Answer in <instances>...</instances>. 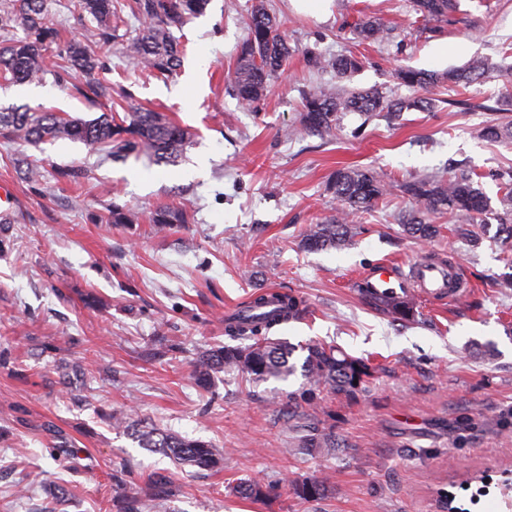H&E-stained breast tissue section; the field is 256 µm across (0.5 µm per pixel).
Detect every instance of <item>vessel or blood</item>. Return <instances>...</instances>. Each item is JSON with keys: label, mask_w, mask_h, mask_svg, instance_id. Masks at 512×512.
<instances>
[{"label": "vessel or blood", "mask_w": 512, "mask_h": 512, "mask_svg": "<svg viewBox=\"0 0 512 512\" xmlns=\"http://www.w3.org/2000/svg\"><path fill=\"white\" fill-rule=\"evenodd\" d=\"M363 284L376 297L414 290L431 298L454 300L462 295L456 269L420 259L413 261L407 270L399 264L379 262L368 270Z\"/></svg>", "instance_id": "obj_1"}]
</instances>
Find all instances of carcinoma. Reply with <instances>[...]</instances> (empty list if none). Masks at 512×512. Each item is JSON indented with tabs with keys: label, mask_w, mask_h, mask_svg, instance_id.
Here are the masks:
<instances>
[{
	"label": "carcinoma",
	"mask_w": 512,
	"mask_h": 512,
	"mask_svg": "<svg viewBox=\"0 0 512 512\" xmlns=\"http://www.w3.org/2000/svg\"><path fill=\"white\" fill-rule=\"evenodd\" d=\"M210 0H130L128 5L114 0H75L79 15L90 16L97 23L93 40H61L60 31L49 20L47 0H0V80L4 85L41 82L53 73L60 82L72 75L84 78L74 86L76 93L95 103L111 96L110 87L95 78L103 66V58L115 43L123 46L126 57L152 76L168 79L183 64L186 47L173 38L171 28L181 27L190 19L206 12ZM129 8L130 17L142 22L133 29L129 17L123 14ZM458 0H413V9L428 21H441L455 12ZM245 36L240 45L236 67L231 77L233 95L240 105L256 107L266 99L271 81L282 72L290 55L281 22L269 13L263 0H255L249 16L243 21ZM21 28L23 37L16 38L13 30ZM123 34H118L119 30ZM388 29L376 19H367L359 25V35L365 41L381 42L388 37ZM56 47L55 61H48L46 52ZM309 64L318 70H332L340 78L346 77L359 66L354 56L327 59L309 53ZM488 68L480 62L443 73L401 68L397 79L401 84L424 95L411 99H395L378 89L341 93L331 88H316L303 92L301 112L295 132L299 135H329L336 129L343 112H359L366 117L383 116L395 120L404 111L416 109L430 111L436 99L428 96L430 89L443 83L452 86L482 81ZM482 137L491 141L512 142V122L500 121L485 125ZM0 136L12 141L41 143L68 139L98 147L109 155L125 159L145 153L150 162L173 164L182 157L190 143L187 128L170 121L151 109L131 112L118 117L112 112L85 120L66 113L36 112L22 107L0 108ZM327 190L342 205L340 216L306 229L302 245L309 251L328 248L340 249L352 236L350 218L370 209L387 192L386 184L373 174L358 168L336 170L327 182ZM403 190L416 202V208L401 220L404 232L417 239H432L437 234L430 215L445 211L455 215L462 224L457 231L477 242L470 226L483 220L490 204L477 187L473 175L458 164L448 171V178L415 179L403 184ZM506 215L499 224L502 240L512 242V189L501 199ZM151 221L164 229L173 224H185L183 211L173 205L155 209ZM384 309L408 318L413 306L398 297L377 298ZM307 304L292 292H277L272 296L253 295L245 302L236 317L224 321V333L240 345L226 344L207 352L197 372L200 383L210 382L212 373L219 369L238 371L255 384L271 379L286 381L296 373L291 362L296 349L270 331L285 321L306 315ZM306 356L301 365L303 386L285 393L288 405L295 411L288 413L292 427H298L300 415L296 409L311 404L317 392L328 389L337 395L350 397L371 375V368L362 360L354 359L325 343H312L303 347ZM139 445L181 465L202 470L217 467L224 453L211 444L187 439L156 427L138 430ZM304 444L329 453L336 448V438L316 426L307 429ZM234 491L246 499L263 501L274 494V486L251 478L238 484ZM294 495L304 501L316 500L326 491L325 481L310 479L293 485ZM115 501L122 504L121 512H142L145 504L140 492L115 484Z\"/></svg>",
	"instance_id": "carcinoma-1"
}]
</instances>
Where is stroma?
Returning <instances> with one entry per match:
<instances>
[{
    "mask_svg": "<svg viewBox=\"0 0 512 512\" xmlns=\"http://www.w3.org/2000/svg\"><path fill=\"white\" fill-rule=\"evenodd\" d=\"M253 0H211L206 13L173 35L187 46L183 67L163 81L113 50L100 81L127 97L91 103L54 77L0 87V106H26L91 119L145 107L191 129L173 165L112 160L67 139L39 144L0 138V182L15 209L0 223V512H117L114 480L145 496L146 512H437L449 494L462 512H512L501 473L512 471V272L496 234L502 195L494 175L512 167V143L481 129L506 91L512 68V0H459L447 21L424 20L411 0H332L328 16L266 0L292 49L284 72L257 108L239 105L229 75ZM380 18L389 30L370 43L358 25ZM356 55L345 78L313 71L310 53ZM487 61L478 83L436 87L435 111L404 112L395 124L343 113L331 136H292L302 91L380 89L412 97L399 66L445 72ZM471 109L457 107V100ZM466 162L492 208L470 247L449 214L438 235L406 234L414 206L400 185L446 175ZM38 181H29L27 168ZM372 172L390 191L359 216L340 249L308 251L302 233L340 213L328 192L340 168ZM81 171L72 182L59 169ZM184 208L188 223L159 232L156 207ZM130 224H105L112 206ZM455 266L467 294L448 301L413 297L397 320L360 291V274L389 260ZM302 296L303 320L278 326L295 345L320 341L363 360L372 374L353 397L321 390L303 406L306 422L333 433L338 451L300 447L278 401L302 375L253 384L238 372L196 386L201 356L227 344L224 320L256 289ZM123 416L129 430L116 428ZM155 425L224 451L213 470L179 466L140 447L133 430ZM257 477L275 485L263 501L234 486ZM318 478V500L295 497L294 483Z\"/></svg>",
    "mask_w": 512,
    "mask_h": 512,
    "instance_id": "obj_1",
    "label": "stroma"
}]
</instances>
